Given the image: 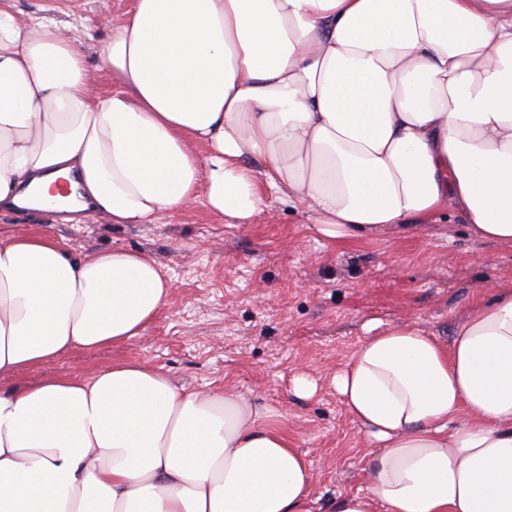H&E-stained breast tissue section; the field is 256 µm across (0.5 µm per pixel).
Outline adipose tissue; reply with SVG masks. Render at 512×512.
I'll return each instance as SVG.
<instances>
[{
	"mask_svg": "<svg viewBox=\"0 0 512 512\" xmlns=\"http://www.w3.org/2000/svg\"><path fill=\"white\" fill-rule=\"evenodd\" d=\"M104 26L92 68L74 26L0 0L1 210L248 224L271 188L332 240L454 209L512 245V0H133ZM173 290L140 252L0 234V512H318L284 415L233 389L137 359L12 382L143 335ZM490 294L450 343L394 324L333 374L368 484L331 512H512V288Z\"/></svg>",
	"mask_w": 512,
	"mask_h": 512,
	"instance_id": "1",
	"label": "adipose tissue"
}]
</instances>
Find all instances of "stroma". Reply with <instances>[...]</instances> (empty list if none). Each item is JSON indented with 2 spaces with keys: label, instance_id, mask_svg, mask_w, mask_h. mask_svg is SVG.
Instances as JSON below:
<instances>
[{
  "label": "stroma",
  "instance_id": "1",
  "mask_svg": "<svg viewBox=\"0 0 512 512\" xmlns=\"http://www.w3.org/2000/svg\"><path fill=\"white\" fill-rule=\"evenodd\" d=\"M42 14L57 7L81 38L99 46L104 16L131 0H13ZM250 224L217 222L203 202L156 224H69L40 212H1L0 233L46 234L92 255L126 248L156 258L175 285L171 303L143 336L118 346L75 350L50 368L24 371L37 382L52 370L84 376L119 359L138 358L189 389L235 388L284 412L285 425L314 471L322 512L338 494L366 487V444L329 376L368 335L406 321L449 340L483 286L512 287V245L474 239L462 215L442 212L423 237L329 240L307 215L274 191ZM318 377L309 398L292 377Z\"/></svg>",
  "mask_w": 512,
  "mask_h": 512
}]
</instances>
